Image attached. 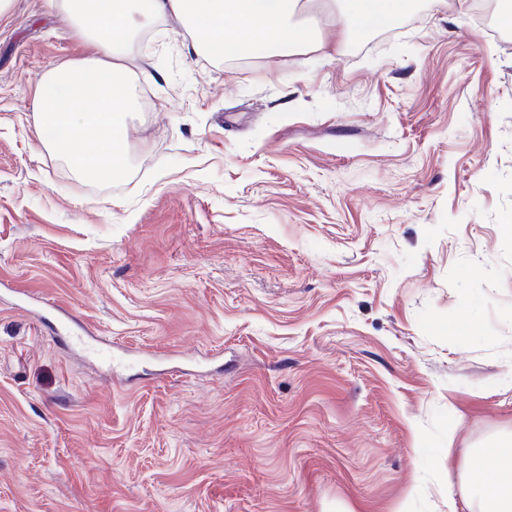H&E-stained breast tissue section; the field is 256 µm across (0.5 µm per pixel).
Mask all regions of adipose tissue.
<instances>
[{
	"label": "adipose tissue",
	"instance_id": "adipose-tissue-1",
	"mask_svg": "<svg viewBox=\"0 0 512 512\" xmlns=\"http://www.w3.org/2000/svg\"><path fill=\"white\" fill-rule=\"evenodd\" d=\"M72 18L92 48L89 58L47 72L38 87L39 140L63 152L84 177L122 178L128 171L123 128L134 109L126 64L134 37L160 20L178 21L193 45L216 60L251 59L300 46L325 50L317 29L298 16L327 13L342 41L410 12L414 0H48ZM93 142L95 151H82ZM468 493L482 512H512V437L471 449Z\"/></svg>",
	"mask_w": 512,
	"mask_h": 512
}]
</instances>
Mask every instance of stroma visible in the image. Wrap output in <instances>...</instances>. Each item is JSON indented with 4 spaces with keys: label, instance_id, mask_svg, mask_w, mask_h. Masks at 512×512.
I'll return each mask as SVG.
<instances>
[{
    "label": "stroma",
    "instance_id": "1",
    "mask_svg": "<svg viewBox=\"0 0 512 512\" xmlns=\"http://www.w3.org/2000/svg\"><path fill=\"white\" fill-rule=\"evenodd\" d=\"M471 2L245 68L154 24L131 47L128 174L104 184L35 135L43 75L86 43L48 0H11L0 512L464 500L466 452L512 434V37Z\"/></svg>",
    "mask_w": 512,
    "mask_h": 512
}]
</instances>
